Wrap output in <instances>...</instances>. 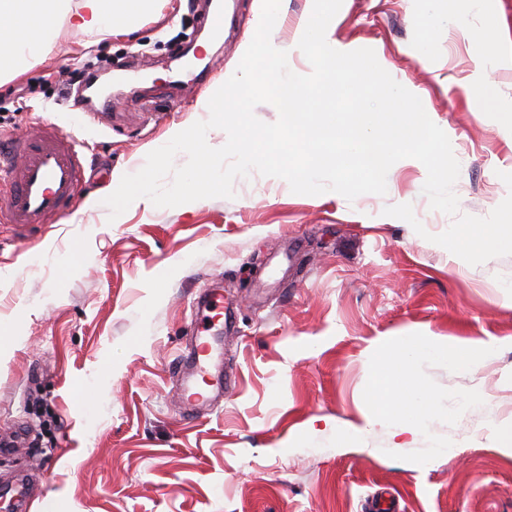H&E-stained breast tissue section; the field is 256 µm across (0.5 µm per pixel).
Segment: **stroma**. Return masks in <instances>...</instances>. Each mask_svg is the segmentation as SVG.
Here are the masks:
<instances>
[{
    "mask_svg": "<svg viewBox=\"0 0 512 512\" xmlns=\"http://www.w3.org/2000/svg\"><path fill=\"white\" fill-rule=\"evenodd\" d=\"M208 0H159L128 35L88 37L59 25L24 71L0 86V140L45 121L87 142L73 214L52 224H0V487H34L18 512H367L386 494L398 512H512V459L487 429L512 416V256L472 266L384 215L431 210L414 165H393L385 195L347 201L292 193L251 172L235 198L172 208L130 207L117 218L87 207L114 175L144 163L174 128L206 119L202 101L236 70L260 0H226L224 37L205 44ZM431 28L432 43L421 34ZM328 42L373 49L418 96L460 163L461 213L487 216L507 196L512 128V0H343ZM140 73L112 93V114L79 116L71 73ZM495 89L496 107L487 103ZM224 290L228 314L211 331L224 391L187 412L186 325L200 294ZM420 332L501 340L473 372L428 367L444 388L475 390L489 406L433 423L453 451L426 465L393 459L423 435L365 425L372 349ZM340 425L363 427L356 448Z\"/></svg>",
    "mask_w": 512,
    "mask_h": 512,
    "instance_id": "stroma-1",
    "label": "stroma"
}]
</instances>
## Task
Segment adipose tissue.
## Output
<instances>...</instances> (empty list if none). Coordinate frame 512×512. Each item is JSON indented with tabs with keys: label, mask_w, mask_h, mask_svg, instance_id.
<instances>
[{
	"label": "adipose tissue",
	"mask_w": 512,
	"mask_h": 512,
	"mask_svg": "<svg viewBox=\"0 0 512 512\" xmlns=\"http://www.w3.org/2000/svg\"><path fill=\"white\" fill-rule=\"evenodd\" d=\"M156 0H0V67L34 54L59 22L88 35L127 34Z\"/></svg>",
	"instance_id": "adipose-tissue-1"
}]
</instances>
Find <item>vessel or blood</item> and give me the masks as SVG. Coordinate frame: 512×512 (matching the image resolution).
I'll return each mask as SVG.
<instances>
[{
  "instance_id": "1",
  "label": "vessel or blood",
  "mask_w": 512,
  "mask_h": 512,
  "mask_svg": "<svg viewBox=\"0 0 512 512\" xmlns=\"http://www.w3.org/2000/svg\"><path fill=\"white\" fill-rule=\"evenodd\" d=\"M13 158L0 164V222L45 224L74 211L76 190L84 178L77 143L51 122L33 139L12 144ZM189 329L194 335L196 374L208 377L213 347L209 330L224 316L222 289H212L203 308L194 310Z\"/></svg>"
}]
</instances>
